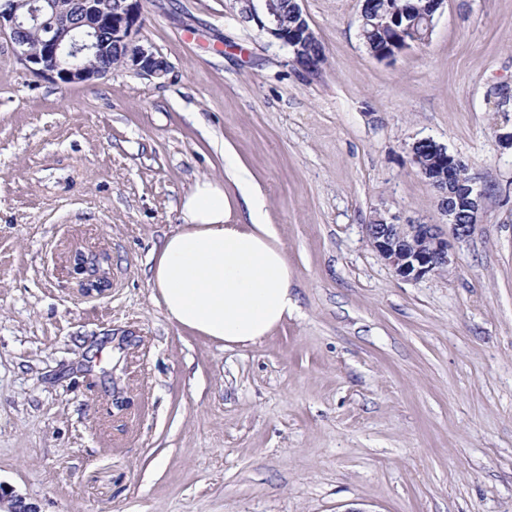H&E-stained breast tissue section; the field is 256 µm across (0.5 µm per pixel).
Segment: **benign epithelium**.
Masks as SVG:
<instances>
[{
	"mask_svg": "<svg viewBox=\"0 0 512 512\" xmlns=\"http://www.w3.org/2000/svg\"><path fill=\"white\" fill-rule=\"evenodd\" d=\"M241 20L254 23L269 38L286 47L296 62L308 68L319 67L316 59H308V49L298 41L295 32H304L307 41L315 33L301 9H296L295 26H288L273 6V0H234ZM446 0H433L432 9L421 15L418 7L407 4L406 15L423 20L432 32L434 15L442 12ZM105 0H6L0 5V36L13 45L16 58L33 77L63 85L90 83L109 74L92 63V58L111 46L119 51L122 66L134 74L148 78L165 77L170 65L140 37L142 0H123L112 19L105 16ZM48 32L42 48H32L31 35ZM420 45L412 26L406 24L398 37L386 48L371 51L380 60H392L399 52ZM420 146H437L431 139L415 141L409 149L410 161L418 173L441 195L448 194V181L460 176L464 165L441 149L439 163L447 172L439 179L429 177V168ZM464 204L455 207L442 200L441 210L447 217L448 233L435 224H398L395 217L378 213L365 225L367 237L378 255L403 279L418 280L450 264L451 241L468 238L483 206L484 195L473 181L464 187ZM0 512H41L34 504L26 505L23 496L0 484Z\"/></svg>",
	"mask_w": 512,
	"mask_h": 512,
	"instance_id": "obj_1",
	"label": "benign epithelium"
}]
</instances>
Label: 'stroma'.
Returning a JSON list of instances; mask_svg holds the SVG:
<instances>
[{
	"label": "stroma",
	"instance_id": "35a3bbf8",
	"mask_svg": "<svg viewBox=\"0 0 512 512\" xmlns=\"http://www.w3.org/2000/svg\"><path fill=\"white\" fill-rule=\"evenodd\" d=\"M298 3L315 72L232 0H143L161 79L38 80L0 38V484L41 512H512V0H447L390 61L362 0ZM425 138L484 200L413 281L364 226H445ZM240 166L298 311L227 348L146 273L179 199Z\"/></svg>",
	"mask_w": 512,
	"mask_h": 512
}]
</instances>
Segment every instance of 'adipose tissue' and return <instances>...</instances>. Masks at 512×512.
Segmentation results:
<instances>
[{"instance_id": "adipose-tissue-1", "label": "adipose tissue", "mask_w": 512, "mask_h": 512, "mask_svg": "<svg viewBox=\"0 0 512 512\" xmlns=\"http://www.w3.org/2000/svg\"><path fill=\"white\" fill-rule=\"evenodd\" d=\"M244 203L248 223H233L223 182L196 181L147 280L169 321L227 347L261 342L297 310L288 259L264 221V203L255 193Z\"/></svg>"}]
</instances>
